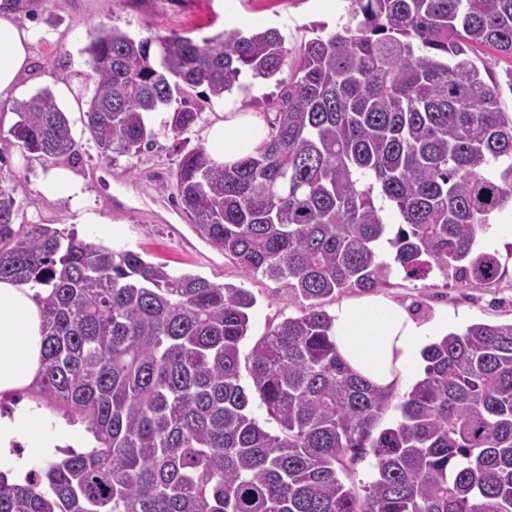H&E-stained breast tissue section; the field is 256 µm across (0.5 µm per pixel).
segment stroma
<instances>
[{"mask_svg": "<svg viewBox=\"0 0 512 512\" xmlns=\"http://www.w3.org/2000/svg\"><path fill=\"white\" fill-rule=\"evenodd\" d=\"M350 0H37L20 21L36 33L31 92L54 88L62 80L76 95L86 92L82 71L86 65L82 49L91 26L116 25L137 35L172 29L202 40L225 31H251L274 27L289 43L311 38L313 25L334 31L348 11ZM71 62L69 75L58 63ZM216 111L207 105L203 120L179 137H160L156 148L137 156L101 157L84 127L83 114L68 109L79 160L74 172L83 186V211L104 217L112 234L100 236L96 225L79 223L80 212L68 200H50L36 189L38 180L51 171V164L22 154L0 140V187L16 191L18 221L22 224H52L76 229L87 241L115 250L142 253L155 263L167 264L178 273L202 276L216 284L233 283L249 288L257 299L249 330L240 344L248 356L254 344L285 318L299 315L301 306L280 284L259 276H245L222 252L194 232L173 191H160L157 182H171L179 159L202 145L204 122ZM512 222V214L493 215L479 231L481 249L497 254L502 275L490 285L464 286L435 271L424 279L393 273L387 284L370 292L347 289L324 299L321 307H336L366 298L395 301L410 310L421 323L447 324L459 331L470 324L512 321V235L497 232L500 224Z\"/></svg>", "mask_w": 512, "mask_h": 512, "instance_id": "obj_1", "label": "stroma"}]
</instances>
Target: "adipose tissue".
I'll list each match as a JSON object with an SVG mask.
<instances>
[{"instance_id":"obj_1","label":"adipose tissue","mask_w":512,"mask_h":512,"mask_svg":"<svg viewBox=\"0 0 512 512\" xmlns=\"http://www.w3.org/2000/svg\"><path fill=\"white\" fill-rule=\"evenodd\" d=\"M34 38L10 6L0 7V109L23 97L22 82L30 66ZM268 130L254 112H218L203 131L210 158L235 162L266 140ZM42 316L34 290L0 280V396L27 389L41 368ZM441 326L415 321L401 305L388 299L360 301L338 307L331 336L341 358L373 385L393 392L409 385L419 372L421 353ZM91 451L92 440L65 424L49 426L43 407L21 401L0 414V475L8 483H25L29 474L59 463L67 448Z\"/></svg>"}]
</instances>
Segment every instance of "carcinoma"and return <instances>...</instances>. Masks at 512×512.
I'll list each match as a JSON object with an SVG mask.
<instances>
[{
	"label": "carcinoma",
	"mask_w": 512,
	"mask_h": 512,
	"mask_svg": "<svg viewBox=\"0 0 512 512\" xmlns=\"http://www.w3.org/2000/svg\"><path fill=\"white\" fill-rule=\"evenodd\" d=\"M477 46L512 57V0H351L339 30L292 46L273 28L198 42L93 27L85 127L109 158L157 146L148 113H167L177 138L203 104L250 91L243 71L268 80L291 65L259 102L272 115L259 148L217 165L199 146L175 179L196 233L244 275L285 284L303 313L243 365L249 289L17 224L0 188V279L42 289L32 388L97 443L25 485L0 475V512H512V322L428 345L400 420L375 437L389 395L345 366L320 308L384 285L395 266L499 279L496 255L475 244L512 204V111L468 56ZM12 112L0 135L23 154H76L51 90ZM387 204L400 217L391 237ZM255 397L278 433L253 416ZM368 453L377 475L361 497L340 473Z\"/></svg>",
	"instance_id": "obj_1"
}]
</instances>
